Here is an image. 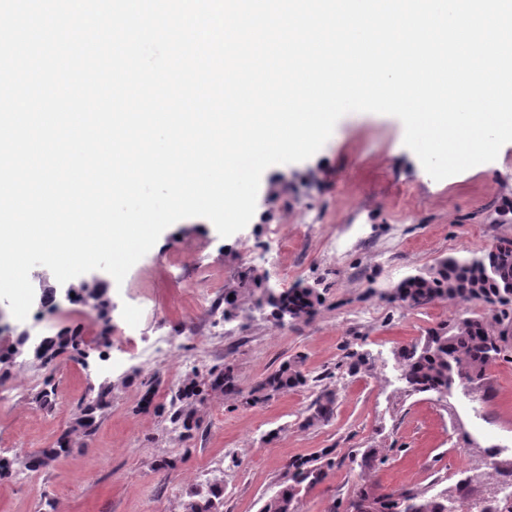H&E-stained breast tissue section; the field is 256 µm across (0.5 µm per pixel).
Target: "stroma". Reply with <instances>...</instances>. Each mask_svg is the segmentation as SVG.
Wrapping results in <instances>:
<instances>
[{
  "mask_svg": "<svg viewBox=\"0 0 512 512\" xmlns=\"http://www.w3.org/2000/svg\"><path fill=\"white\" fill-rule=\"evenodd\" d=\"M404 127L393 116L344 115L322 148L307 160L277 164L262 174L249 224L221 237L205 218L180 220L166 228L153 247L116 283L105 271L84 281L107 290L115 365L100 373L104 353L95 346L104 317L78 300L57 299L45 325L18 322L0 301V352L13 329L25 326L41 336L71 331L87 343L85 357L70 354L46 370L20 358L0 396V456L24 448L55 445L78 405L101 381L112 383V406L91 443L59 456L32 477L0 482V512H183L188 489L214 479L224 482L222 512H259L275 490L289 459L324 448L336 464L324 480L302 493L299 512H328L347 504L355 488L399 486L434 494L482 473L481 491L498 477L486 450L500 447L499 463L512 462V362L493 365L485 384L456 391L447 399L407 394L398 379L393 352L458 317V304L443 300L411 308L386 299L406 275L439 258L512 240V143L495 161L446 179L433 180L403 142ZM288 238L278 248L274 236ZM318 288L321 302L306 320L281 323L241 292L238 309L211 330L210 312L196 296L213 294L224 304L242 266ZM137 323L122 333L121 316ZM209 366L232 362L239 386L250 391L283 362L302 358V370L336 393L327 424L304 426L315 398L301 387L256 405L242 397L213 394L201 412L191 441L153 410L141 409L145 383L184 372L197 350ZM367 354L358 373L349 356ZM52 378V407L36 401L39 381ZM191 454L166 474L162 460ZM368 448L382 465L353 464Z\"/></svg>",
  "mask_w": 512,
  "mask_h": 512,
  "instance_id": "stroma-1",
  "label": "stroma"
}]
</instances>
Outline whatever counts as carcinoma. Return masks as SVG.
I'll list each match as a JSON object with an SVG mask.
<instances>
[{
    "label": "carcinoma",
    "mask_w": 512,
    "mask_h": 512,
    "mask_svg": "<svg viewBox=\"0 0 512 512\" xmlns=\"http://www.w3.org/2000/svg\"><path fill=\"white\" fill-rule=\"evenodd\" d=\"M262 281L255 270L243 267L238 273V285L224 293V302L235 310L238 293ZM76 299L88 304L97 301L100 288L88 283L71 286ZM388 299L410 307H420L436 299L450 302H476L495 311V324L484 317L459 318L429 330L418 342L394 351L401 369V380L410 394L430 393L438 399L460 387L464 390L485 383L489 368L512 345V242L497 244L466 255L440 258L426 272L411 274L388 293ZM318 290L310 285L297 284L278 289V296L261 289L256 303L270 308V314L285 311L293 320L310 317L320 304ZM84 341L77 334L62 333L45 338L39 355L41 366L50 367L65 353L84 355ZM309 378L301 370V362L293 360L281 364L248 393L239 388L234 365L225 363L213 367L206 378L194 375L169 388L170 399L154 402L160 379L147 382L144 406L166 417L171 425L181 430L190 440L201 427L199 407L206 404L213 392L244 395L245 402L257 403L297 387L308 385ZM336 394L324 389L311 405V413L303 425L310 427L329 422L334 414ZM112 404V384L105 383L80 403L74 421L52 448L30 453L26 466L39 471L61 454L68 453L76 444H85L96 432L98 421ZM334 449L324 448L310 457H296L284 466L278 489L267 495L260 512H289L298 503L302 490L320 483L327 471L335 465ZM224 498V486L211 483L188 493L184 512H217ZM456 494L445 489L433 496L411 488H396L378 492L372 487H358L350 505L361 504L365 512H453Z\"/></svg>",
    "instance_id": "cac0c4a2"
}]
</instances>
